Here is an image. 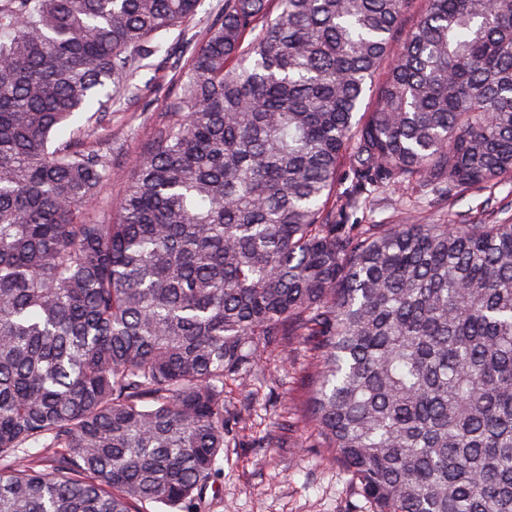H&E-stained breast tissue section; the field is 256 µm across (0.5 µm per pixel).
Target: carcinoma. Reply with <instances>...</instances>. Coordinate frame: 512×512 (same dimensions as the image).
Here are the masks:
<instances>
[{"instance_id":"carcinoma-1","label":"carcinoma","mask_w":512,"mask_h":512,"mask_svg":"<svg viewBox=\"0 0 512 512\" xmlns=\"http://www.w3.org/2000/svg\"><path fill=\"white\" fill-rule=\"evenodd\" d=\"M410 3L224 0L113 222L90 126L199 0H0V512H201L225 388L301 341L374 512H512V222L332 207L512 176V0L393 54Z\"/></svg>"}]
</instances>
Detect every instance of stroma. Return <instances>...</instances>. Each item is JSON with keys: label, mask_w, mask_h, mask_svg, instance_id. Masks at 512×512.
Listing matches in <instances>:
<instances>
[{"label": "stroma", "mask_w": 512, "mask_h": 512, "mask_svg": "<svg viewBox=\"0 0 512 512\" xmlns=\"http://www.w3.org/2000/svg\"><path fill=\"white\" fill-rule=\"evenodd\" d=\"M224 10V0H200L195 16L170 30L164 44L181 51L192 36L203 35ZM138 100L113 106L112 122L94 127L89 145L110 152L109 178L102 185L96 214L107 219L132 174V161L163 122L178 89V73L160 57L145 60ZM440 224L512 221V177L489 188H475L435 203L415 189H386L369 197L355 213L362 224H396L405 216ZM310 359L305 348L294 357L266 356L246 394L228 393L225 416L231 433L219 460L222 497L206 495L203 512H371L368 501L340 461L318 448L305 421Z\"/></svg>", "instance_id": "obj_1"}]
</instances>
